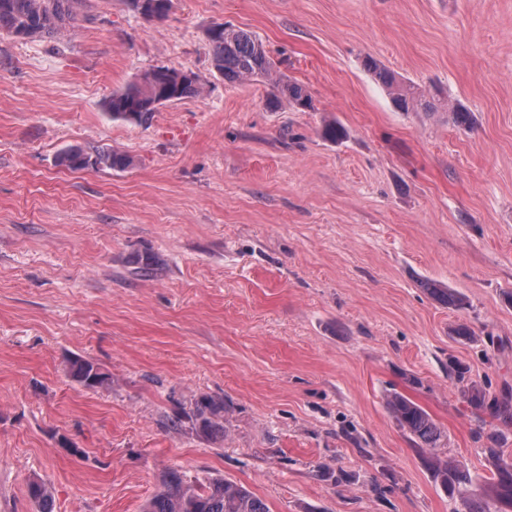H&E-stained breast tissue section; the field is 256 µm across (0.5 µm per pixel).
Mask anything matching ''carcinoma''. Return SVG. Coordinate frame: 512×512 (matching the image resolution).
I'll return each instance as SVG.
<instances>
[{
  "mask_svg": "<svg viewBox=\"0 0 512 512\" xmlns=\"http://www.w3.org/2000/svg\"><path fill=\"white\" fill-rule=\"evenodd\" d=\"M79 5L80 0H0V34L19 39L58 37L75 21ZM206 37L212 49V66L225 81L246 83L258 78L268 79L295 108L312 107L311 97L301 84L274 78L275 63L263 43L252 34L226 25L219 31L209 27ZM367 66L399 109L406 112L418 108L426 112L436 110V104L423 92L398 80L377 61L371 60ZM201 90L202 83L197 74L190 79L181 78L173 68L171 75L162 76L154 68L124 89L113 92L103 106L114 120L147 125L157 111V101L165 99L174 103L197 97ZM56 163L69 170L88 167L125 170L133 165V159L115 150L88 152L71 147L57 155ZM131 263L144 275H152L161 268L159 259L149 252L133 255ZM421 287L448 308H464L463 297L451 288L431 281L422 282ZM67 373L73 382L86 390L103 386L108 380L97 363L77 356L68 358ZM464 396L476 412L485 413L502 424L488 435L484 434V427L478 428V433L486 435L488 442L483 453L490 477L485 480L471 476L457 461L441 452L442 431L422 406L397 392L390 395L387 406L411 440L430 450L434 480L449 496L462 502L465 512H512V454L503 448L508 439L506 428L512 426V409L507 403L489 396L481 384L472 380L464 385ZM187 423L208 438L224 437V400L205 395L194 403L193 409H182L170 418L173 428ZM27 496L35 512H54L52 490L46 481H30ZM142 512H269V508L263 500L233 481L224 478L188 480L177 471H169L159 479Z\"/></svg>",
  "mask_w": 512,
  "mask_h": 512,
  "instance_id": "obj_1",
  "label": "carcinoma"
}]
</instances>
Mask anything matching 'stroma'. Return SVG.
I'll list each match as a JSON object with an SVG mask.
<instances>
[{
	"instance_id": "35a3bbf8",
	"label": "stroma",
	"mask_w": 512,
	"mask_h": 512,
	"mask_svg": "<svg viewBox=\"0 0 512 512\" xmlns=\"http://www.w3.org/2000/svg\"><path fill=\"white\" fill-rule=\"evenodd\" d=\"M216 23L312 109L213 71ZM369 57L439 110H398ZM158 66L202 95L112 120L105 98ZM73 146L134 164L57 166ZM144 251L156 275L129 264ZM69 356L111 384L71 386ZM456 366L512 398V0H171L155 21L84 0L65 36H0V512H34L35 477L54 512H141L169 470L270 512H464L387 408L414 400L487 474ZM204 395L223 440L167 427ZM422 288H424L433 299L448 308L455 310L464 308L465 302L463 297L451 288L443 287L431 281H424ZM27 496L36 512H54L50 485L41 479H34L27 485Z\"/></svg>"
}]
</instances>
